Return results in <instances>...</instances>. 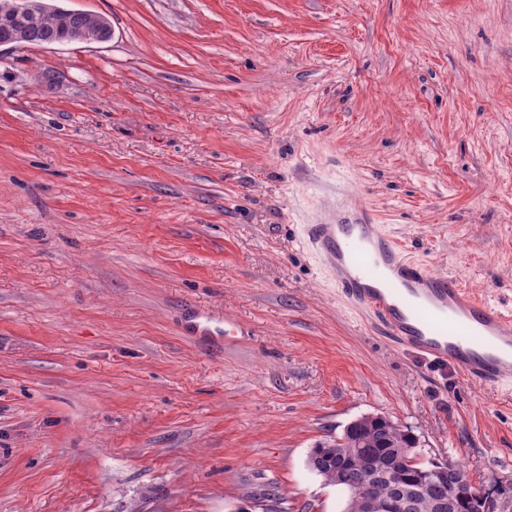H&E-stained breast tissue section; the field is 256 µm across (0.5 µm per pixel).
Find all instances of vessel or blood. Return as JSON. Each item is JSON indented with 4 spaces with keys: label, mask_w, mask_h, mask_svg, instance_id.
I'll list each match as a JSON object with an SVG mask.
<instances>
[{
    "label": "vessel or blood",
    "mask_w": 512,
    "mask_h": 512,
    "mask_svg": "<svg viewBox=\"0 0 512 512\" xmlns=\"http://www.w3.org/2000/svg\"><path fill=\"white\" fill-rule=\"evenodd\" d=\"M302 233L343 297L374 315L400 345L488 386L512 381V315L407 257L370 215L306 224ZM183 327L191 336L224 334L222 320L200 308Z\"/></svg>",
    "instance_id": "b4317fda"
}]
</instances>
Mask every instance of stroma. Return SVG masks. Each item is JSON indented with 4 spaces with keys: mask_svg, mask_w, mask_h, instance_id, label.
<instances>
[{
    "mask_svg": "<svg viewBox=\"0 0 512 512\" xmlns=\"http://www.w3.org/2000/svg\"><path fill=\"white\" fill-rule=\"evenodd\" d=\"M65 4L111 41L0 63V512H344L309 459L376 414L512 512V385L394 344L300 232L348 188L512 312V0ZM183 327L190 336L222 338L225 332V320L217 319L208 310L196 308L185 319Z\"/></svg>",
    "mask_w": 512,
    "mask_h": 512,
    "instance_id": "35a3bbf8",
    "label": "stroma"
}]
</instances>
